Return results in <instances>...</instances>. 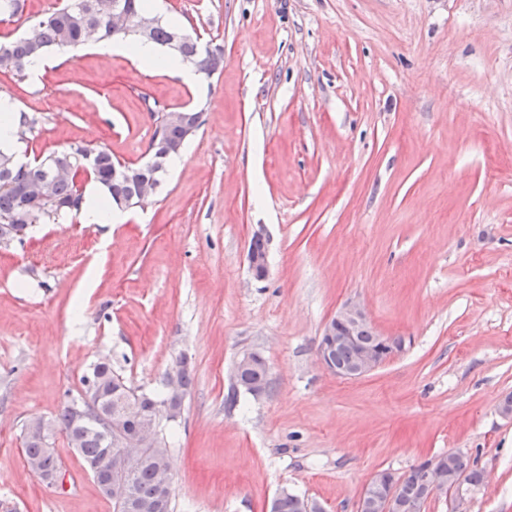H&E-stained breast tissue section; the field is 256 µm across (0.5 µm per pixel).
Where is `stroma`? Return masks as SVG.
<instances>
[{"label": "stroma", "mask_w": 512, "mask_h": 512, "mask_svg": "<svg viewBox=\"0 0 512 512\" xmlns=\"http://www.w3.org/2000/svg\"><path fill=\"white\" fill-rule=\"evenodd\" d=\"M163 3V22L224 54L203 96L77 48L40 76L0 75L36 121L27 159L78 142L136 163L145 98L205 110L123 223L67 211L0 242V512H114L64 433L65 486L31 472L23 429L101 359L148 390L182 354L174 512H269L283 488L356 512L377 472L451 452L488 478L470 512H512V0ZM351 299L405 347L345 380L318 345ZM250 350L268 366L257 396L232 390ZM250 241L249 250L258 255L248 254L249 269L257 279H263L268 274V260L267 255L260 256L266 253L265 242L263 240V234L261 232H255Z\"/></svg>", "instance_id": "obj_1"}]
</instances>
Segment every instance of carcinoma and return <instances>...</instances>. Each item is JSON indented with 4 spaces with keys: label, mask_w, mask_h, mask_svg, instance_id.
I'll use <instances>...</instances> for the list:
<instances>
[{
    "label": "carcinoma",
    "mask_w": 512,
    "mask_h": 512,
    "mask_svg": "<svg viewBox=\"0 0 512 512\" xmlns=\"http://www.w3.org/2000/svg\"><path fill=\"white\" fill-rule=\"evenodd\" d=\"M25 0H0V22L16 23L23 29L21 35L0 41V73L24 76L35 60L53 50H65L87 43V38L98 41L126 35L125 20L112 17L114 0H62V3L40 16H28ZM177 28L158 22L145 39L160 46L169 45ZM199 43L185 38L180 55L195 65L200 73H211L224 63L219 50L204 49L196 55ZM161 136L178 148H183L187 137L178 125H162ZM87 167L95 179L107 189L110 200L129 199L137 192V185L123 177H112L119 163L103 150L91 149L77 143L66 151L53 152L34 163H20L11 155L0 152V221L24 224L28 218L43 221L63 209L78 212L83 198L76 188L75 175L80 167ZM70 168L73 176H61L44 181L50 169ZM176 363L182 365L179 373L180 395L171 396L160 392H138L129 387L123 378L112 369V363L98 361L90 372L82 377L83 392L93 394L105 413L123 417L124 435L132 437L140 427L153 419L156 406L167 399L182 404L188 395L193 379L187 358L180 357ZM240 388L249 392L268 383L266 360L256 357L238 373ZM75 402L68 403L54 418L55 424L65 433L70 446L76 448L86 468H97L102 473H112V443L108 436L91 420L83 424L75 422ZM39 425L29 423L23 435L25 461L29 469L41 478L56 472L61 466L50 442L31 433ZM432 463L427 458L414 465L409 473L396 475L389 470L378 472L380 483L393 491L403 502L422 495L424 471ZM443 464L448 470V486H453L461 477L471 487L483 485V472L472 467L469 459L460 453L443 455ZM170 468L169 455H148L129 472L132 500L121 512H136L139 506H149L155 512H173L172 496H163L158 485V473ZM270 512H305L301 497L291 491L282 492L271 503Z\"/></svg>",
    "instance_id": "1"
}]
</instances>
